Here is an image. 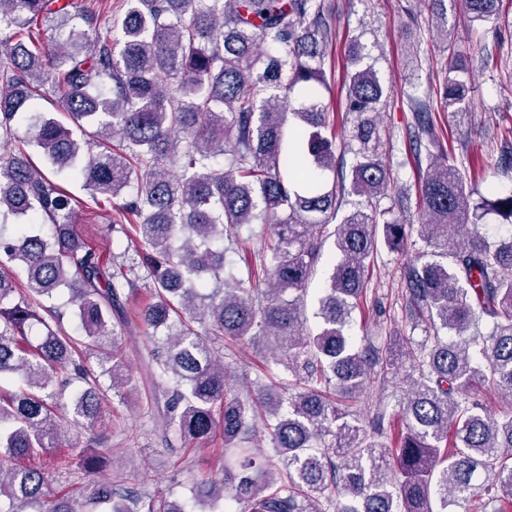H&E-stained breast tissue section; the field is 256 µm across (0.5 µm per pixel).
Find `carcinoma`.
<instances>
[{
    "label": "carcinoma",
    "mask_w": 512,
    "mask_h": 512,
    "mask_svg": "<svg viewBox=\"0 0 512 512\" xmlns=\"http://www.w3.org/2000/svg\"><path fill=\"white\" fill-rule=\"evenodd\" d=\"M425 2L447 52L440 99L462 122L472 83L457 23L448 0ZM501 4L462 0L464 19H494ZM70 6L0 0V138L31 120L53 176L119 200L112 229L134 234L139 261L104 260L74 233L72 199L53 176L23 151L0 158V216L21 219L10 232L0 226V380L14 383L0 386V512H80L76 496L51 489L50 473L94 476L106 456L63 444L56 397L80 384L73 421L91 429L101 377L126 399L118 335L135 331L126 302L141 286L153 298L142 312L152 328L146 368L164 398V428L197 442L222 426L225 499L248 512H512V412L494 417L468 395L488 386L512 404V236L491 242L478 229L488 209L512 218V188L471 204L466 166L432 152L431 109L409 102L411 150L426 164L417 201L425 250L405 267L401 308L433 334L359 347L351 329L375 257L403 249L409 227L380 209L391 170L379 156L378 107L390 89L366 47L350 40L344 152L354 161L338 170L335 120L314 98L332 40L324 0H126L106 36L95 14ZM34 19L47 31L37 43L22 33ZM46 86L71 126L33 112ZM297 88L311 100L292 112L303 125L289 139L282 103ZM347 196L354 208L341 216ZM250 224L271 225L273 237L256 250L260 272L244 277L224 239ZM329 240L339 260L313 334L307 284ZM218 336L280 346L288 382L255 381L239 394L237 367L213 355ZM397 348L418 377L399 401L405 430L384 442L386 411L361 417L352 402L387 380L382 352ZM258 433L277 457L248 446ZM80 497L106 512H221L218 497L178 504L102 481Z\"/></svg>",
    "instance_id": "1"
}]
</instances>
